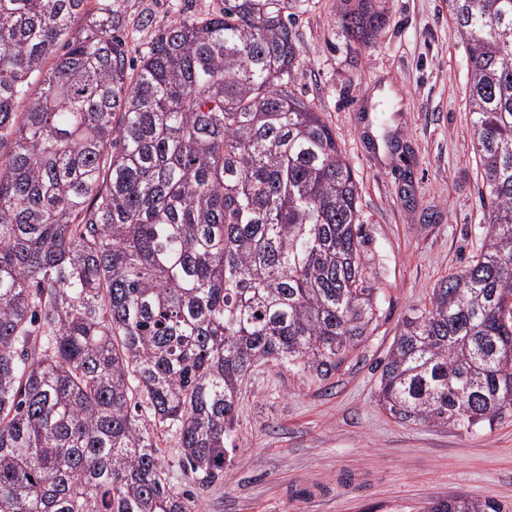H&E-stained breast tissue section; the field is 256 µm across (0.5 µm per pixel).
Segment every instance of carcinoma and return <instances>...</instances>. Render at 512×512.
Segmentation results:
<instances>
[{
    "mask_svg": "<svg viewBox=\"0 0 512 512\" xmlns=\"http://www.w3.org/2000/svg\"><path fill=\"white\" fill-rule=\"evenodd\" d=\"M123 2L0 0V512H199L254 369L326 380L378 328L355 175L292 91L308 0H224L137 58ZM337 4L363 44L385 25ZM448 8L489 229L403 317L378 401L468 431L512 412V0Z\"/></svg>",
    "mask_w": 512,
    "mask_h": 512,
    "instance_id": "carcinoma-1",
    "label": "carcinoma"
}]
</instances>
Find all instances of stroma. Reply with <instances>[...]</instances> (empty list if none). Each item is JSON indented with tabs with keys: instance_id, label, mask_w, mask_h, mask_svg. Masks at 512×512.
Segmentation results:
<instances>
[{
	"instance_id": "obj_1",
	"label": "stroma",
	"mask_w": 512,
	"mask_h": 512,
	"mask_svg": "<svg viewBox=\"0 0 512 512\" xmlns=\"http://www.w3.org/2000/svg\"><path fill=\"white\" fill-rule=\"evenodd\" d=\"M131 56L177 17L224 0H125ZM368 44L342 31L336 0L295 17V92L322 112L356 176L381 316L373 336L326 380L258 367L243 386L233 462L201 512H417L458 495L512 512V415L464 431L401 423L378 402V363L402 318L477 252L487 198L472 154L467 52L448 0H384ZM398 134L402 165L381 143Z\"/></svg>"
}]
</instances>
